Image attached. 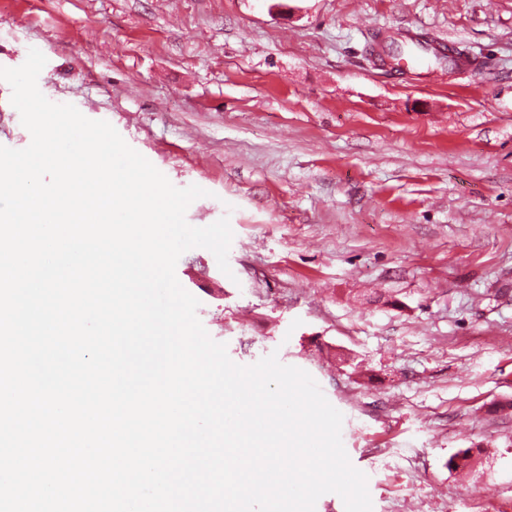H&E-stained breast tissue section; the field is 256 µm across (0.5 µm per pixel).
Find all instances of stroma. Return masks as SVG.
<instances>
[{
    "instance_id": "obj_1",
    "label": "stroma",
    "mask_w": 512,
    "mask_h": 512,
    "mask_svg": "<svg viewBox=\"0 0 512 512\" xmlns=\"http://www.w3.org/2000/svg\"><path fill=\"white\" fill-rule=\"evenodd\" d=\"M407 33L485 65L366 55ZM32 47L48 100L205 189L190 225L229 218L230 273L176 276L232 361L315 379L372 512H512V0H0V67Z\"/></svg>"
}]
</instances>
